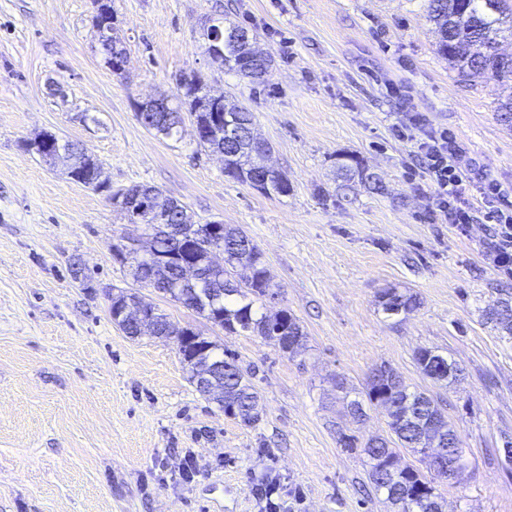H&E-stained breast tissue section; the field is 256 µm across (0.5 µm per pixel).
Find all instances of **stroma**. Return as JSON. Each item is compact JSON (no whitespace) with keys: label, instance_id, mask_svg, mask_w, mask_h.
<instances>
[{"label":"stroma","instance_id":"stroma-1","mask_svg":"<svg viewBox=\"0 0 512 512\" xmlns=\"http://www.w3.org/2000/svg\"><path fill=\"white\" fill-rule=\"evenodd\" d=\"M124 76L106 66L93 0H0V512H393L362 456L338 443L337 380L363 389L386 364L444 405L466 469L436 479L444 512H512V341L483 315L512 278L495 270L484 211L467 233L436 220L413 143L392 135L406 112L454 131L466 162L512 188V131L502 89L458 81L437 52L428 0H113ZM255 31L272 59L252 84L204 52L208 23ZM254 115L288 195L224 175L192 116L176 134L146 130L135 103L174 99L176 74ZM407 104H400L396 91ZM52 131L102 163L112 189L151 185L195 220L240 227L263 253L277 302L296 315V357L263 338L225 333L151 288L146 302L200 331L252 373L259 419L228 417L196 391L173 341L132 338L113 323L107 288L133 280L112 246L133 228L107 192L75 182L31 144ZM376 184L346 183L338 155ZM80 262L92 279L80 286ZM420 305L389 316L387 288ZM431 347L463 368L455 385L418 368ZM193 459L197 473L184 480ZM274 484L272 498L259 489Z\"/></svg>","mask_w":512,"mask_h":512}]
</instances>
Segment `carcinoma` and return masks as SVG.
Here are the masks:
<instances>
[{
    "label": "carcinoma",
    "instance_id": "cac0c4a2",
    "mask_svg": "<svg viewBox=\"0 0 512 512\" xmlns=\"http://www.w3.org/2000/svg\"><path fill=\"white\" fill-rule=\"evenodd\" d=\"M428 15L439 36L438 52L448 59L450 67L465 80L472 75H483L498 82H512V57L504 58L489 49L498 33L512 32V0H429ZM227 29L242 37L236 47L224 49V57L216 60L222 68L234 71L252 81L261 80L271 65L270 56L249 58L248 45L257 39L249 30L230 24ZM113 26H105L102 51L107 57L123 54L126 48L109 32ZM177 106L171 112H156L151 116L158 125L157 133L170 137L181 122V110L195 117V122L207 129L208 142L202 147L224 145V174L239 183L254 186L260 182L265 194L288 195V178L276 173L266 175L259 165L261 150L253 144L250 132L254 125L253 113L247 109L217 100L206 90L204 78L198 74H181L177 80ZM72 167L71 178L94 189L105 182L103 167L97 158L85 153L79 145L70 142ZM338 171L350 180L359 177L371 179L365 174L355 157L343 154L338 158ZM154 191L159 212L141 217L144 233L150 237L159 253H174L178 259L194 263L201 271V279L193 288H185L180 282L181 271L176 263L165 266L148 264L140 259L124 263L137 284L152 288L183 306L195 310L213 325L229 334L248 332L275 342L278 348L291 356L306 350L307 333L300 320L292 313L284 319H274L255 310L258 301L275 295L272 277L263 255L253 241L232 224L220 227L224 247V265L215 266L208 252L198 242L176 240L168 236L165 227L197 224L188 208L166 196L153 186L138 185L125 189L128 194ZM379 306L388 315L409 314L419 306L417 295L387 288L379 296ZM156 316L168 326L170 336H191L188 353L183 362L191 367V359L203 351L215 355L217 344L190 328H180L160 310ZM486 322L512 339V289H503L497 307L486 312ZM415 361L427 377L449 385L461 380L462 369L448 371V359L429 347L416 351ZM381 378L370 374L361 396L364 400L350 403V414L355 419L364 416L363 401L374 403L388 398L395 409L389 414L388 427L396 440L377 436L362 448V455L369 467V478L374 487L386 494L387 500L398 512H441V495L433 480L427 478L414 464L398 465V453L390 448L395 442L419 455V462L426 469L439 472L448 465V454L431 459L428 448L460 447V440L452 429L438 403L423 391H411L394 370L380 366ZM224 412L232 413L245 423L258 419V396L254 387L236 364L234 357L224 360V373L210 395Z\"/></svg>",
    "mask_w": 512,
    "mask_h": 512
}]
</instances>
